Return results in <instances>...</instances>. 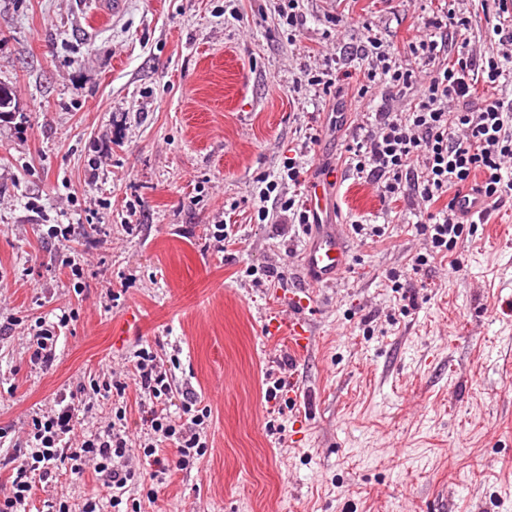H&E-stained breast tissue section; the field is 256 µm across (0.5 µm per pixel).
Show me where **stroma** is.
<instances>
[{
    "label": "stroma",
    "mask_w": 512,
    "mask_h": 512,
    "mask_svg": "<svg viewBox=\"0 0 512 512\" xmlns=\"http://www.w3.org/2000/svg\"><path fill=\"white\" fill-rule=\"evenodd\" d=\"M111 2L0 0V86L14 96L0 117L7 444L27 415L111 381L147 344L211 417L199 463L132 485L140 512H512V207L413 270L415 196L385 201L355 176L359 102L308 83L328 57L359 72L372 33L425 84L408 43L439 0H301L295 30L288 0H124L117 14ZM455 8L475 20L472 46L495 52L494 0ZM292 157L305 181L331 178L318 223L348 229L350 266L329 285L298 268L310 232L257 217L264 179L292 195ZM355 221L386 232L358 237ZM61 223L85 258L77 277L50 234ZM272 264L282 280L254 287ZM64 309L76 318L52 366L32 367L13 319ZM288 314L306 324L305 355L273 331ZM139 401L132 386L94 397L82 428L123 406L137 434Z\"/></svg>",
    "instance_id": "obj_1"
}]
</instances>
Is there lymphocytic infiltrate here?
<instances>
[{
  "mask_svg": "<svg viewBox=\"0 0 512 512\" xmlns=\"http://www.w3.org/2000/svg\"><path fill=\"white\" fill-rule=\"evenodd\" d=\"M498 12L491 26L498 39L499 54L476 55L470 42H462L450 65L432 73L413 111L380 112L365 134L353 138L347 150L358 177L376 185L384 199L404 193L415 195L423 204L416 232L429 246L418 255L416 265L430 258L456 253L468 236L477 231L474 220L465 218L457 207L460 197L476 194L496 206L512 201V102L478 98L476 87H497L512 65V0H496ZM443 37L426 34L410 41L411 54L420 61L436 63L448 50V39L472 27L471 17L447 8ZM369 44L376 54L369 61L368 82L404 93L415 89L414 72L400 69L377 38ZM72 314H61L58 321H35L27 326L32 366L52 363L59 339L58 331L72 321ZM128 381L92 384L93 394H124L135 385L140 395L146 436L132 446L125 409H117L105 429L77 433L78 405L58 399L53 413H33L24 445L0 454V473L8 475L10 491L0 497V512H32L39 492L45 491L61 475H82L93 469L107 490L106 497H89L81 512H105L116 508L130 485L157 480L133 469L129 459L134 450L144 457L158 458L162 447H169L177 469L183 470L203 457L208 448L206 422L209 407L200 404L193 390L174 395L171 382L156 355L147 347L134 353ZM180 397L179 413H170L173 397Z\"/></svg>",
  "mask_w": 512,
  "mask_h": 512,
  "instance_id": "1",
  "label": "lymphocytic infiltrate"
}]
</instances>
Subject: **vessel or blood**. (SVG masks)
<instances>
[{
  "instance_id": "1",
  "label": "vessel or blood",
  "mask_w": 512,
  "mask_h": 512,
  "mask_svg": "<svg viewBox=\"0 0 512 512\" xmlns=\"http://www.w3.org/2000/svg\"><path fill=\"white\" fill-rule=\"evenodd\" d=\"M348 261V246L340 225H319L311 242L298 257L299 267L311 285H328L341 274ZM274 331L283 335L290 350L304 353L308 347L305 325L297 318L278 319Z\"/></svg>"
}]
</instances>
